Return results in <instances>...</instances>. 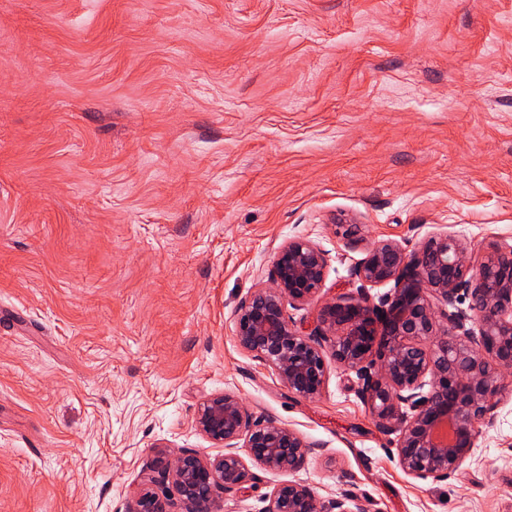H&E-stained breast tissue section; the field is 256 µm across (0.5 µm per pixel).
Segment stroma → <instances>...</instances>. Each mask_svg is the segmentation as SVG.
<instances>
[{
	"label": "stroma",
	"mask_w": 512,
	"mask_h": 512,
	"mask_svg": "<svg viewBox=\"0 0 512 512\" xmlns=\"http://www.w3.org/2000/svg\"><path fill=\"white\" fill-rule=\"evenodd\" d=\"M512 244V0H0V512H126L156 445L237 395L323 443L256 468L220 512L294 478L365 512H512V371L440 482L330 366L288 393L234 338L277 247Z\"/></svg>",
	"instance_id": "stroma-1"
}]
</instances>
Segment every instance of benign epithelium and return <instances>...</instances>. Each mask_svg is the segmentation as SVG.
<instances>
[{"label":"benign epithelium","instance_id":"obj_1","mask_svg":"<svg viewBox=\"0 0 512 512\" xmlns=\"http://www.w3.org/2000/svg\"><path fill=\"white\" fill-rule=\"evenodd\" d=\"M336 233L345 247L362 248L356 291L324 303L313 327L295 325L288 308L319 296L328 262L311 240L290 239L274 253L268 282L239 301L236 342L305 400L321 394L328 360L353 371L379 428L398 433L406 474L444 480L492 422L501 377L512 369V245L493 241L478 253L443 233L409 250L392 238L364 246L343 224ZM391 281L392 293L375 305L370 290ZM195 426L222 453L156 450L154 476L134 492L128 512H214L219 498L254 482L248 463L294 473L318 448L232 393L205 399ZM263 502L262 512H365L349 494L322 499L295 480L277 484Z\"/></svg>","mask_w":512,"mask_h":512}]
</instances>
